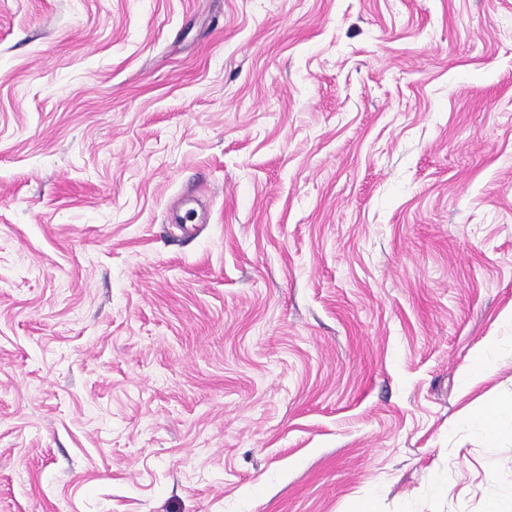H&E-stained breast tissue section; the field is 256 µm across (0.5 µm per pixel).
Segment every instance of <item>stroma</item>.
Returning <instances> with one entry per match:
<instances>
[{"label": "stroma", "instance_id": "stroma-1", "mask_svg": "<svg viewBox=\"0 0 512 512\" xmlns=\"http://www.w3.org/2000/svg\"><path fill=\"white\" fill-rule=\"evenodd\" d=\"M511 400L512 0H0V512H512ZM499 416L512 418V401L500 403L492 414L483 411H475L469 415V419L476 432L489 442H496L501 438V431L497 424Z\"/></svg>", "mask_w": 512, "mask_h": 512}]
</instances>
